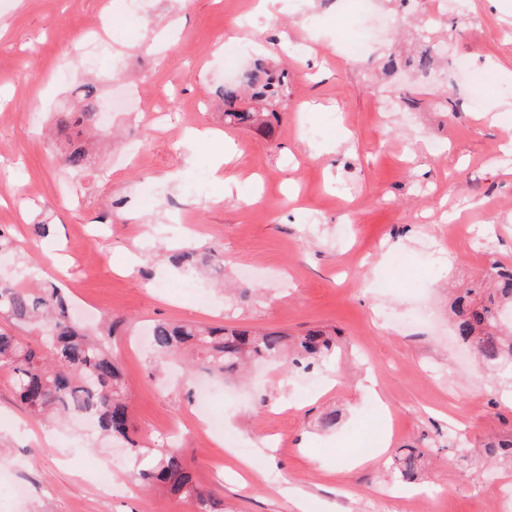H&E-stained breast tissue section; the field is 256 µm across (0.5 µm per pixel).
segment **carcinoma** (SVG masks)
<instances>
[{"mask_svg": "<svg viewBox=\"0 0 512 512\" xmlns=\"http://www.w3.org/2000/svg\"><path fill=\"white\" fill-rule=\"evenodd\" d=\"M436 61L437 54L428 46L412 58V65L426 75ZM284 77L256 61L241 81L219 89L227 106L224 119L262 125V116L237 108L241 85L251 87L257 97H277L284 92ZM101 108L95 87L86 84L80 104L57 113L56 135L65 141L62 164L68 170L79 171L87 165L83 134L102 125ZM450 310L458 339L474 351L482 366L512 372V322L504 320L505 315L512 314V267L494 266L473 280L454 298ZM0 316L10 323V328H0V368H10L16 374L19 398L34 417L62 421L84 412L92 416L101 434L134 445L129 436L123 375L112 351L117 320H112L107 331L94 335L73 317L59 286H26L21 280L1 277ZM151 344L158 361L175 359L189 349L195 356L189 369L218 374H231L251 359H278L289 367L309 369L328 361L336 349L334 338L319 328L290 339L277 331L166 321L153 324ZM485 451L511 461L512 439L491 441ZM158 457L157 468L138 474L141 482L194 500L197 512H222L220 502L197 484L195 471L180 449L162 444ZM419 457L416 449L408 448L397 458L403 480L412 482L418 477Z\"/></svg>", "mask_w": 512, "mask_h": 512, "instance_id": "1", "label": "carcinoma"}]
</instances>
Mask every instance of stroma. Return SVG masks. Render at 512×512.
I'll return each instance as SVG.
<instances>
[{
	"label": "stroma",
	"instance_id": "1",
	"mask_svg": "<svg viewBox=\"0 0 512 512\" xmlns=\"http://www.w3.org/2000/svg\"><path fill=\"white\" fill-rule=\"evenodd\" d=\"M254 0H0V229L17 244L0 276L75 281L87 324L113 315L138 450L71 417L44 437L0 368V512H196L191 500L142 490L137 471L162 442L181 448L224 512H512V467L488 439L512 435V375L483 371L456 342L448 295L496 264L512 265V0H286L276 27ZM444 33L447 67L428 81L379 63ZM369 43L350 59L348 43ZM262 55L287 75L285 96H242L269 126L226 123L225 72ZM92 82L124 111L96 137L83 171L53 162V113ZM413 97L417 109H406ZM208 129L238 156L213 169L188 143ZM246 176L239 194L224 180ZM53 222L50 238L36 225ZM81 251L69 248L80 232ZM211 248L248 297L156 259ZM388 288H371L390 258ZM188 321L281 331L321 327L336 354L308 373L260 364L213 411L235 455L192 433L195 389L157 374L148 331ZM373 374L382 400L362 387ZM340 425L321 431V412ZM421 453L424 479L401 481L400 449ZM248 461L235 467V458ZM115 481L104 494L97 476Z\"/></svg>",
	"mask_w": 512,
	"mask_h": 512
}]
</instances>
